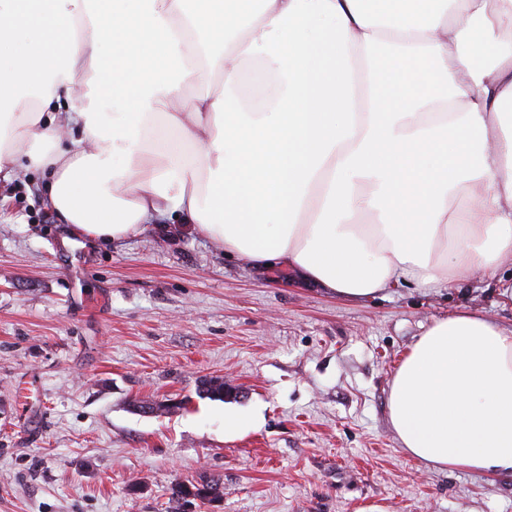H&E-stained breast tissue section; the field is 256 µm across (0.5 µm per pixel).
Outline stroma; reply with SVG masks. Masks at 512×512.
Instances as JSON below:
<instances>
[{"instance_id":"35a3bbf8","label":"stroma","mask_w":512,"mask_h":512,"mask_svg":"<svg viewBox=\"0 0 512 512\" xmlns=\"http://www.w3.org/2000/svg\"><path fill=\"white\" fill-rule=\"evenodd\" d=\"M42 179L0 180V512H167L175 484L203 477L224 494L195 512H512L511 473L421 465L388 410L435 319L512 323L497 286L343 299L226 257L174 215L73 238ZM208 377L224 399L199 396ZM161 400L169 413L137 410Z\"/></svg>"}]
</instances>
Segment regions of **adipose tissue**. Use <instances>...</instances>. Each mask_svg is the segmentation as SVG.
<instances>
[{
	"mask_svg": "<svg viewBox=\"0 0 512 512\" xmlns=\"http://www.w3.org/2000/svg\"><path fill=\"white\" fill-rule=\"evenodd\" d=\"M22 158L77 236L175 214L351 300L493 281L512 257V0H0V178ZM389 419L426 466L512 473V325L434 320Z\"/></svg>",
	"mask_w": 512,
	"mask_h": 512,
	"instance_id": "1",
	"label": "adipose tissue"
}]
</instances>
